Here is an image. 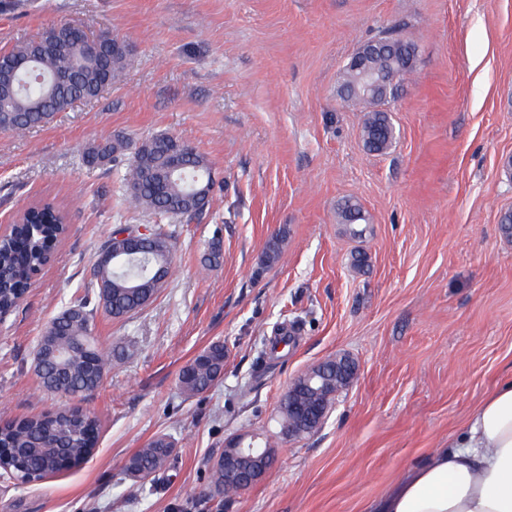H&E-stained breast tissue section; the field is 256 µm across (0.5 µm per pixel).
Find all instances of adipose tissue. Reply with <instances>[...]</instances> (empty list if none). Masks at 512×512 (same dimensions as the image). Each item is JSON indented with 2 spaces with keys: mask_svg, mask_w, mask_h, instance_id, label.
Returning a JSON list of instances; mask_svg holds the SVG:
<instances>
[{
  "mask_svg": "<svg viewBox=\"0 0 512 512\" xmlns=\"http://www.w3.org/2000/svg\"><path fill=\"white\" fill-rule=\"evenodd\" d=\"M366 512H512V380L471 411L459 437L421 456Z\"/></svg>",
  "mask_w": 512,
  "mask_h": 512,
  "instance_id": "ef3b65f1",
  "label": "adipose tissue"
}]
</instances>
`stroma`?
I'll return each mask as SVG.
<instances>
[{
  "label": "stroma",
  "instance_id": "1",
  "mask_svg": "<svg viewBox=\"0 0 512 512\" xmlns=\"http://www.w3.org/2000/svg\"><path fill=\"white\" fill-rule=\"evenodd\" d=\"M59 23L111 31L129 55L98 99L0 133V232L21 195L54 201L70 224L0 318V419L69 405L40 388L36 345L86 295L116 222L162 225L172 273L130 316L93 319L115 354L80 401L102 423L97 452L36 483L0 481V512H363L512 377V239L498 228L512 209V0H0V50ZM392 29L418 62L391 105L393 145L374 155L339 82L352 53ZM155 134L212 165V201L191 222L122 204L127 155L83 162L82 145ZM352 197L367 217L358 238L336 221ZM282 230L278 261L263 265ZM215 240L223 260L209 266ZM356 247L369 257L361 274L349 267ZM284 329L290 345L272 352ZM215 342L223 378L184 394L180 370ZM339 355L356 379L318 430L283 436L281 397ZM247 430L273 443L274 468L210 496L213 461ZM160 434L176 442L166 468L128 477L129 455Z\"/></svg>",
  "mask_w": 512,
  "mask_h": 512
}]
</instances>
